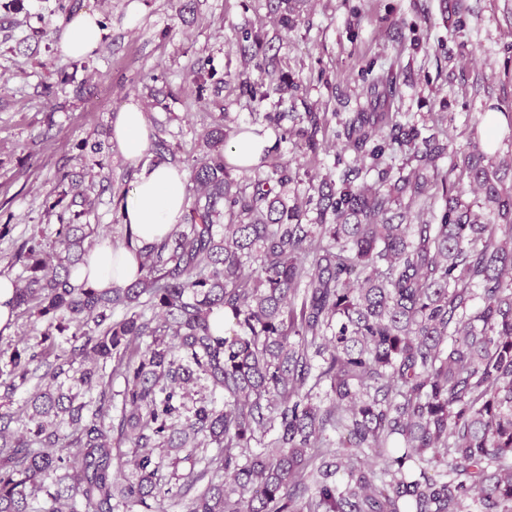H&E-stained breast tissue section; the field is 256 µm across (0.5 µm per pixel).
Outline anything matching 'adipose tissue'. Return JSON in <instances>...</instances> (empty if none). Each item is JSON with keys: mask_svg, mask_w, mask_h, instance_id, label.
I'll return each instance as SVG.
<instances>
[{"mask_svg": "<svg viewBox=\"0 0 512 512\" xmlns=\"http://www.w3.org/2000/svg\"><path fill=\"white\" fill-rule=\"evenodd\" d=\"M103 29L96 14L82 12L74 16L61 32V55L67 59L90 56L98 49ZM113 139L126 162L137 167L131 191L120 205L123 223L129 224L131 246L100 239L89 251L84 264L73 273L76 283L99 290L125 286L134 281L139 263L137 246L161 240L186 211L185 172L166 163L152 166L142 159L150 147L149 128L138 105H126L113 124Z\"/></svg>", "mask_w": 512, "mask_h": 512, "instance_id": "adipose-tissue-1", "label": "adipose tissue"}]
</instances>
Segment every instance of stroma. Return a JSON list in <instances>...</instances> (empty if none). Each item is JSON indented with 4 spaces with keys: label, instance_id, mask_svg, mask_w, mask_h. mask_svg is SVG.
Masks as SVG:
<instances>
[{
    "label": "stroma",
    "instance_id": "35a3bbf8",
    "mask_svg": "<svg viewBox=\"0 0 512 512\" xmlns=\"http://www.w3.org/2000/svg\"><path fill=\"white\" fill-rule=\"evenodd\" d=\"M0 0V275L18 278V247L30 237L54 251L52 203L95 227L96 238L123 242L119 202L136 170L110 141V123L124 105H139L151 131L183 159L202 155L207 113L228 112V129L264 128L267 112L324 113L316 157L295 141L271 135L285 158L308 170L290 184L289 204L303 223L316 213L307 198L322 177L339 179L355 165L336 142L339 122L370 112L372 79L392 73L400 120L427 125L447 138L450 151L478 142L498 175L512 185V0H311L296 26L284 29L268 15L266 0H81L98 12L104 35L80 60L61 58L58 37L68 23L54 0ZM250 29L257 53L276 56L288 93L257 102L229 83L221 93L199 91L200 64L224 77L241 69V29ZM68 82L57 86L58 73ZM504 126L488 130V113ZM107 147L92 153L89 142Z\"/></svg>",
    "mask_w": 512,
    "mask_h": 512
}]
</instances>
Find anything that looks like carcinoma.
<instances>
[{
  "label": "carcinoma",
  "instance_id": "1",
  "mask_svg": "<svg viewBox=\"0 0 512 512\" xmlns=\"http://www.w3.org/2000/svg\"><path fill=\"white\" fill-rule=\"evenodd\" d=\"M268 5L295 27L294 0ZM255 67L268 88L238 73L242 92L263 101L288 91L276 57ZM367 93L384 110L345 118L336 139L373 160L375 184L359 181L360 168L322 181L308 199L314 224L282 197L300 167L273 146L254 176L237 180L217 124L191 164L197 196L187 221L138 249L130 285L72 284L90 225L65 209L55 212L57 251L34 237L23 243L16 259L27 276L9 304L47 330L4 363L38 392L23 434L0 413V512H63L64 502L71 512H158L152 503L171 492L189 497L187 512H512V187H497L477 145L461 150L450 170L484 192L485 212H475L439 172L448 140L400 122L393 78L376 76ZM296 119L287 133L316 153L324 116ZM391 143L408 152L397 169L381 166ZM152 153L157 163L182 162L160 136ZM427 169L441 179L439 215ZM118 307L125 314L114 322ZM70 326L76 345L52 354L50 329ZM109 364L125 384L116 425ZM61 377L80 391L42 386ZM201 379L222 393L223 408L176 403ZM323 384L325 407L315 402ZM329 429L346 434L344 451L328 449ZM123 443L126 460L114 451ZM211 445L223 480L205 468L165 488L150 449ZM115 466L131 475L118 478Z\"/></svg>",
  "mask_w": 512,
  "mask_h": 512
}]
</instances>
